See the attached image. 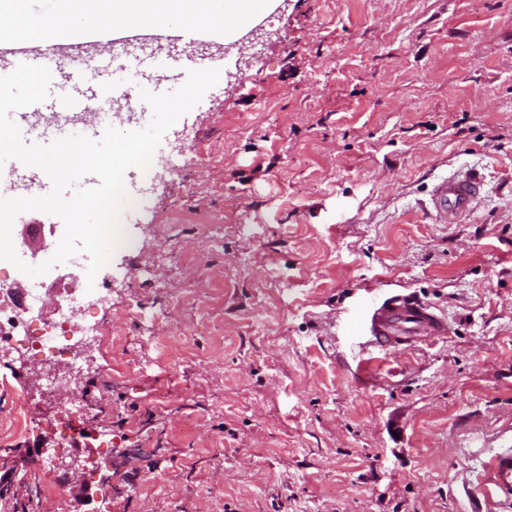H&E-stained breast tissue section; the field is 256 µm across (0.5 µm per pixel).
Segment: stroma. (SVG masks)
Masks as SVG:
<instances>
[{
    "instance_id": "35a3bbf8",
    "label": "stroma",
    "mask_w": 512,
    "mask_h": 512,
    "mask_svg": "<svg viewBox=\"0 0 512 512\" xmlns=\"http://www.w3.org/2000/svg\"><path fill=\"white\" fill-rule=\"evenodd\" d=\"M258 23L271 43L230 49L124 174L83 426L108 458L31 500L68 396L41 356L0 363L34 422L0 417V512H512L491 478L512 454V0H274ZM469 169L470 215L436 223L435 183ZM397 294L447 335L374 348L363 312Z\"/></svg>"
}]
</instances>
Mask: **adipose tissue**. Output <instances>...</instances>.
Listing matches in <instances>:
<instances>
[{
    "mask_svg": "<svg viewBox=\"0 0 512 512\" xmlns=\"http://www.w3.org/2000/svg\"><path fill=\"white\" fill-rule=\"evenodd\" d=\"M269 0H57L60 25H154L186 17L200 27L238 32L261 16Z\"/></svg>",
    "mask_w": 512,
    "mask_h": 512,
    "instance_id": "ef3b65f1",
    "label": "adipose tissue"
}]
</instances>
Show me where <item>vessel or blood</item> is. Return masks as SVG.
<instances>
[{
	"mask_svg": "<svg viewBox=\"0 0 512 512\" xmlns=\"http://www.w3.org/2000/svg\"><path fill=\"white\" fill-rule=\"evenodd\" d=\"M103 52L78 69L69 73L65 82H51L49 97L53 108L86 114L88 123L76 128L57 123L41 130H34L28 117L30 108L13 112L12 119L21 130L26 144L47 145L56 139L75 133L91 139H101L105 130L113 126L112 115L100 112L99 107L112 97L125 94L131 79L145 74L155 77V93L168 90L172 83L185 79L189 71L206 68L203 60L173 59L138 50V39L131 30L108 31ZM28 63L43 65L50 72H58L64 65L56 51L54 40H46L40 48H14L10 66H0V76L9 74L11 65ZM33 183L40 194H48L52 188L50 179L36 175L34 168L24 165L0 170V190H14L16 184ZM483 187V178L472 170L464 175L439 181L433 191V208L441 224L454 223L457 215L469 212ZM365 326L373 344L389 349L406 342L409 337L440 336L446 326L442 319L428 307L410 298L396 296L369 307L365 314Z\"/></svg>",
	"mask_w": 512,
	"mask_h": 512,
	"instance_id": "vessel-or-blood-1",
	"label": "vessel or blood"
}]
</instances>
